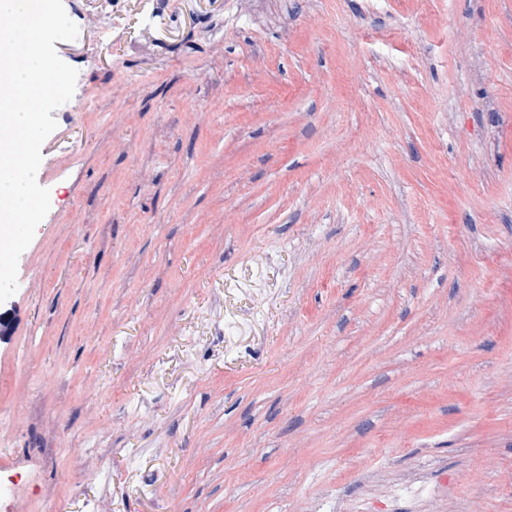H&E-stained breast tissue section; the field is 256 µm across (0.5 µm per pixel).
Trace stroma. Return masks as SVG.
Wrapping results in <instances>:
<instances>
[{
    "label": "stroma",
    "instance_id": "35a3bbf8",
    "mask_svg": "<svg viewBox=\"0 0 512 512\" xmlns=\"http://www.w3.org/2000/svg\"><path fill=\"white\" fill-rule=\"evenodd\" d=\"M63 3L0 512H512V0Z\"/></svg>",
    "mask_w": 512,
    "mask_h": 512
}]
</instances>
